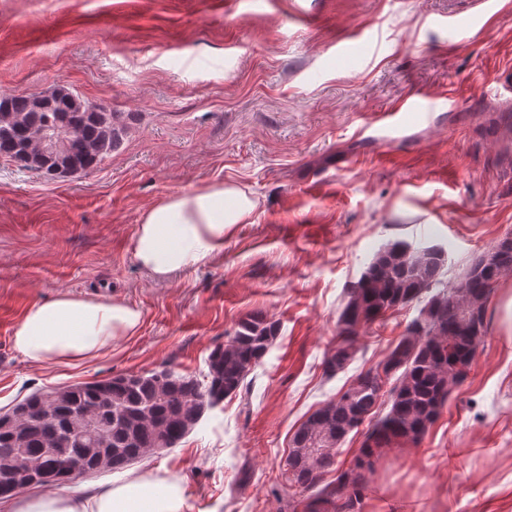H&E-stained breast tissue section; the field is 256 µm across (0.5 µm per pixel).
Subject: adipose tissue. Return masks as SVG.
Masks as SVG:
<instances>
[{"label":"adipose tissue","mask_w":512,"mask_h":512,"mask_svg":"<svg viewBox=\"0 0 512 512\" xmlns=\"http://www.w3.org/2000/svg\"><path fill=\"white\" fill-rule=\"evenodd\" d=\"M257 201L233 184L210 183L168 194L139 217L133 257L142 271L167 281L208 263L223 250L236 225L250 223ZM142 313L119 298L67 291L30 305L13 333L15 349L29 363L72 365L107 352L113 342L135 335ZM181 484L152 471L128 473L117 484L87 496L47 488L17 496L11 512H185Z\"/></svg>","instance_id":"obj_1"}]
</instances>
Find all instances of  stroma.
Segmentation results:
<instances>
[{
  "label": "stroma",
  "instance_id": "obj_1",
  "mask_svg": "<svg viewBox=\"0 0 512 512\" xmlns=\"http://www.w3.org/2000/svg\"><path fill=\"white\" fill-rule=\"evenodd\" d=\"M459 28L445 26L447 18ZM512 0H0V95L65 83L126 133L86 175L48 179L0 158V409L29 393L164 369L202 377L210 351L260 314L279 333L236 396L141 467L180 479L186 512H286L285 464L319 407L382 360L412 304L360 332L330 375L347 291L380 246L448 254L453 282L512 232ZM453 97L398 133L372 113ZM224 181L259 201L207 264L153 280L140 213ZM464 382L418 444L390 449L360 512H512V343L499 292ZM67 290L139 309L135 335L77 365L13 345L31 304Z\"/></svg>",
  "mask_w": 512,
  "mask_h": 512
}]
</instances>
